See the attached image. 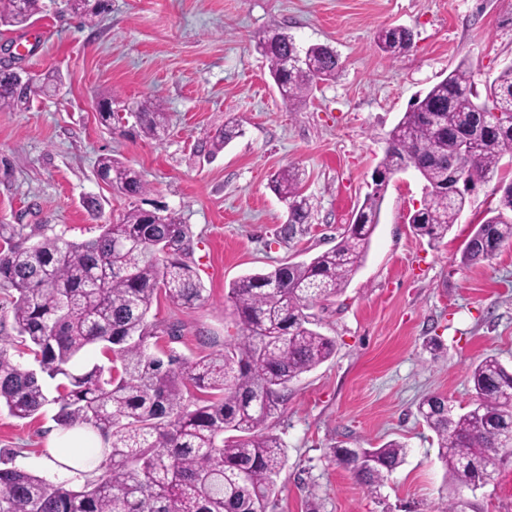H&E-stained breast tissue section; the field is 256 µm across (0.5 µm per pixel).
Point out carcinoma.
Wrapping results in <instances>:
<instances>
[{
	"instance_id": "1",
	"label": "carcinoma",
	"mask_w": 512,
	"mask_h": 512,
	"mask_svg": "<svg viewBox=\"0 0 512 512\" xmlns=\"http://www.w3.org/2000/svg\"><path fill=\"white\" fill-rule=\"evenodd\" d=\"M70 10L92 24L108 0H68ZM40 12V0H7L0 24L23 26ZM376 47L390 57L410 50L412 34L382 28ZM261 52L288 102L305 101L317 83L340 72L339 57L327 44L298 46L280 33L269 34ZM301 62L285 69L283 60ZM39 92L56 91L59 73L36 76ZM32 89L18 86L10 70H0V109L25 111ZM512 114V66L475 87L471 64L460 61L410 106L389 131L378 164L389 173L406 165L429 190L411 215L415 232L439 241L448 235L469 203L470 190L448 197L445 183L460 148L459 133L477 121L474 103ZM142 136L165 130L166 113L155 101L134 102ZM240 134L231 121L207 140L216 154ZM474 175L484 182L512 150V122L501 121L470 142ZM98 175L119 191H146L140 174L110 155L98 162ZM301 174L288 166L271 178L288 204L291 226L308 218L309 200ZM389 181H373L359 207L358 223L345 227L340 241L308 262L280 265L246 275L230 286L241 334L224 351L187 360L162 359L148 352L158 334L174 335L147 322L158 295L176 307L203 300L189 254L188 225L174 213L134 208L117 224L103 225L82 242L45 236L27 244L23 224L0 223V290L9 293L13 327L37 367L28 368L0 349V408L18 419L58 405L56 421L72 429L89 426L100 437L103 460L96 475L73 487L25 470L0 467V512H266L285 464L281 439L264 431L282 392L300 375L336 352L335 341L311 328L305 310L342 293L363 265L379 224ZM512 243V185L501 188L493 215L477 225L461 263L492 258ZM91 346L100 347L110 366H82ZM56 382L48 397L46 381ZM473 407L456 413L448 399L424 398L419 414L435 433L446 469L448 512H463L457 497L473 489L480 474L462 466L480 461L494 473L505 449H512V369L494 355L470 368ZM336 461L351 466L372 489L404 463L405 444L390 440L373 448L332 449Z\"/></svg>"
}]
</instances>
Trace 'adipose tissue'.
<instances>
[{
  "label": "adipose tissue",
  "instance_id": "adipose-tissue-1",
  "mask_svg": "<svg viewBox=\"0 0 512 512\" xmlns=\"http://www.w3.org/2000/svg\"><path fill=\"white\" fill-rule=\"evenodd\" d=\"M47 452L54 460L50 470L61 481H75L81 472L92 473L102 460L100 439L89 428L52 430Z\"/></svg>",
  "mask_w": 512,
  "mask_h": 512
}]
</instances>
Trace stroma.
Returning a JSON list of instances; mask_svg holds the SVG:
<instances>
[{
  "instance_id": "stroma-1",
  "label": "stroma",
  "mask_w": 512,
  "mask_h": 512,
  "mask_svg": "<svg viewBox=\"0 0 512 512\" xmlns=\"http://www.w3.org/2000/svg\"><path fill=\"white\" fill-rule=\"evenodd\" d=\"M394 26L411 29L414 45L391 58L374 35ZM274 30L302 47L330 45L342 65L296 109L258 47ZM463 59L480 87L512 65V0H109L92 26L66 0H41L26 27L0 26V68L57 71L64 85L26 111L0 110V221L80 242L135 207L177 213L190 228L203 299L191 309L158 300L148 320L179 327L158 345L183 358L223 351L240 330L230 285L334 247L371 190L388 132ZM108 95L117 112L126 99L161 101L164 135L102 125L94 101ZM235 120L240 135L210 156L207 135ZM107 153L139 172L145 194L100 180ZM288 165L299 167L311 203L289 237L287 206L270 187ZM510 180L512 152L436 243L407 221L423 199L416 173L391 180L365 263L309 311L314 329L335 340L334 356L290 383L266 422L286 454L267 512H446L445 467L418 405L441 394L465 412L471 365L489 355L512 365V245L460 262ZM57 411L52 403L20 420L1 409L0 450L41 457ZM390 440L408 453L375 491L330 456L336 445ZM461 497L465 512H512V454L488 485Z\"/></svg>"
}]
</instances>
